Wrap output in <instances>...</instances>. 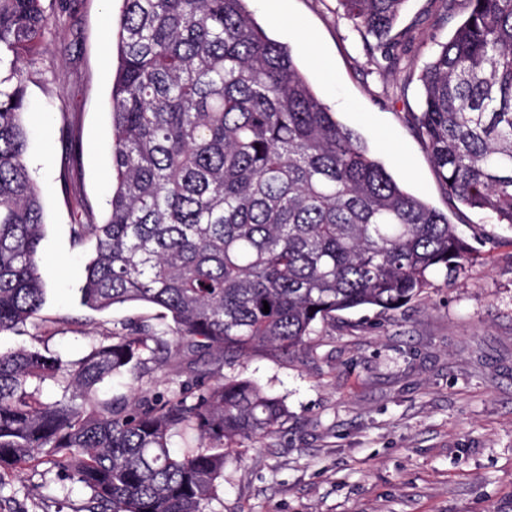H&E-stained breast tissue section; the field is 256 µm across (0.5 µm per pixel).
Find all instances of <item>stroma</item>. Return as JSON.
<instances>
[{
	"label": "stroma",
	"mask_w": 512,
	"mask_h": 512,
	"mask_svg": "<svg viewBox=\"0 0 512 512\" xmlns=\"http://www.w3.org/2000/svg\"><path fill=\"white\" fill-rule=\"evenodd\" d=\"M262 0L248 7L267 34L289 46L318 97L375 149L404 187L447 214L473 249L458 278L395 311L359 308L316 323L312 348L272 360L216 364L213 355L172 346L184 378L221 373L254 381L288 408L272 435L242 448L224 469L209 512H512V227L449 201L408 119L419 112L421 70L464 17L436 18L430 0H408L397 30L409 46L368 52L337 0ZM67 23L42 47L47 80L27 85L31 134L25 163L45 205L40 314L0 332V351L36 347L77 365L115 332L161 326V311L128 303L104 311L81 303L82 271L94 241L75 242L77 199L103 215L112 187L107 101L116 66L109 30L122 0H69ZM82 148L72 156L68 125ZM0 512H84L90 493L31 466L5 474Z\"/></svg>",
	"instance_id": "stroma-1"
}]
</instances>
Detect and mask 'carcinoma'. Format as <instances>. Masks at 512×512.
<instances>
[{"instance_id":"carcinoma-1","label":"carcinoma","mask_w":512,"mask_h":512,"mask_svg":"<svg viewBox=\"0 0 512 512\" xmlns=\"http://www.w3.org/2000/svg\"><path fill=\"white\" fill-rule=\"evenodd\" d=\"M122 2L112 195L100 221L78 200L72 227L95 240L81 299L95 311L152 304L173 326L114 332L71 369L35 347L0 353V480L42 462L90 491L86 512H207L225 465L275 433L286 406L248 379L131 403L100 396L106 379L169 365V334L192 352L296 356L316 322L397 309L472 257L448 217L336 119L248 0ZM338 2L379 48L415 40L392 34L407 0ZM461 2L465 20L420 73L412 122L448 199L512 226V0ZM58 24L46 0H0V332L45 303L26 88ZM47 382L61 398H42ZM176 433L191 438L178 455Z\"/></svg>"}]
</instances>
